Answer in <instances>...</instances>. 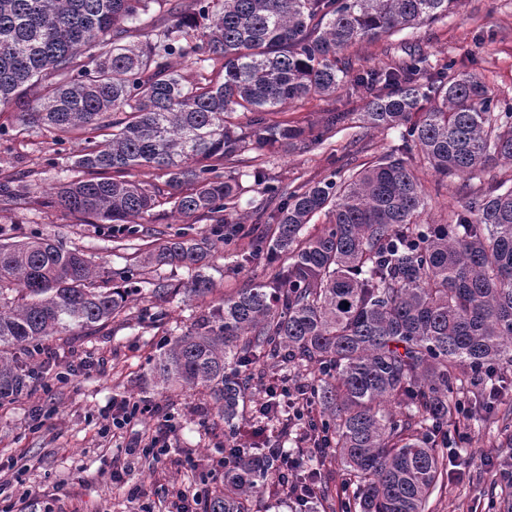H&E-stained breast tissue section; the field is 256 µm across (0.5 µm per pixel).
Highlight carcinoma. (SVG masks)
Wrapping results in <instances>:
<instances>
[{"label":"carcinoma","instance_id":"cac0c4a2","mask_svg":"<svg viewBox=\"0 0 512 512\" xmlns=\"http://www.w3.org/2000/svg\"><path fill=\"white\" fill-rule=\"evenodd\" d=\"M459 2L0 0V115L13 109L21 133L84 143L73 165L86 176L57 187L56 203L129 241L139 239L134 219L165 204L189 227L216 226L214 238L183 231L147 250L117 286L78 248L0 236V399L28 392L35 374L24 358L44 337L96 330L138 299L213 294L212 259L248 237L238 266L262 257L266 277L220 298L151 369L162 391L208 397L224 417L232 458L207 512H259L288 460L286 435L253 448L234 437L249 404L258 424L281 414L255 391L266 370L305 387L319 417L312 438L328 448L317 470L340 468L344 512H426L460 405L469 420L493 413L512 431V408L494 398L512 365V185L474 191L448 223L424 224L423 172L440 188L511 165L512 101L453 58L417 51L355 73L344 52ZM143 22L146 40L132 41ZM345 85L365 102L366 128L398 129L401 145L338 180L290 189L270 179L249 151L319 146L346 121L334 110L308 125L272 115ZM239 112L251 114L247 125ZM137 169L166 176L169 191L130 179ZM244 178L280 200L261 210V235L237 214ZM23 200L15 179L0 181V201ZM321 212L328 222L309 232ZM165 267L188 278L144 276ZM495 472L498 512H512V461Z\"/></svg>","mask_w":512,"mask_h":512}]
</instances>
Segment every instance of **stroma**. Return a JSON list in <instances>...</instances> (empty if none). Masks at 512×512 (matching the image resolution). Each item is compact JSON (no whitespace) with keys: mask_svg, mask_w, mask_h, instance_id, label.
I'll return each mask as SVG.
<instances>
[{"mask_svg":"<svg viewBox=\"0 0 512 512\" xmlns=\"http://www.w3.org/2000/svg\"><path fill=\"white\" fill-rule=\"evenodd\" d=\"M414 50L434 60L455 58L462 70H477L495 94L512 99V0H462L456 10L433 24L358 45L348 54L354 70L368 71L383 67L389 57ZM333 108L346 112L347 120L344 131L331 142L287 153L259 152L260 163L282 184L293 187L330 177L352 143L364 145L360 155L364 161L398 145V131L364 128L363 101L341 91L332 98L294 102L284 118L303 124ZM77 152V143H54L46 132L0 135V173H26L20 184L25 202L0 203V233L18 238L41 234L65 248L84 250L112 274L135 266L136 250L124 248L122 235L111 225L86 223L82 216L51 204L53 187L75 177L71 165ZM247 247L244 239L224 247L209 271L224 294L264 276L265 264L260 260L238 268L236 259ZM209 305V299L191 300L179 294L159 303L157 323L135 329L111 323L46 339L41 352L51 361L44 376L50 392L24 395L0 406V458L15 463L14 470L0 473L6 494L25 496L26 512H138L140 502L129 499V486H139L147 502L156 501L172 483L192 492L201 488L202 475L194 471L193 462L213 453L215 443L223 440L224 420L206 401L162 394L150 373V360L160 350V338L187 331ZM61 372L67 373V382H58ZM122 396L159 404L160 413L115 438L103 432L101 414L113 398ZM168 413L177 424L169 452L158 460L130 458L125 484H114V457L124 456L126 447L161 427ZM474 427L471 443L449 459L445 485L431 496L428 512H470L472 505L489 500L488 465L512 455V440L491 420L475 422ZM18 469L24 478L20 484L14 481Z\"/></svg>","mask_w":512,"mask_h":512,"instance_id":"1","label":"stroma"}]
</instances>
